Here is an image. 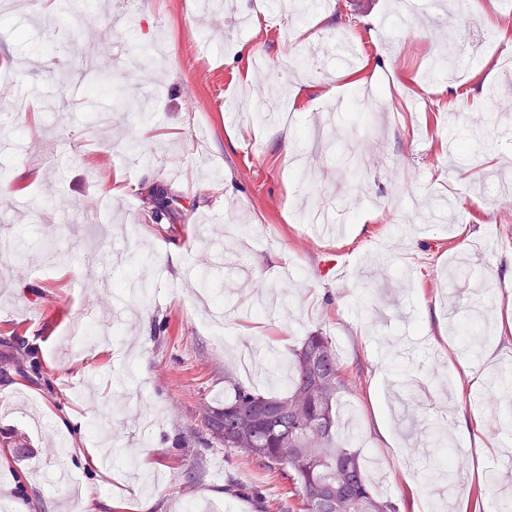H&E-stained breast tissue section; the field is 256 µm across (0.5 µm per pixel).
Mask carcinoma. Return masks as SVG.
<instances>
[{"instance_id": "carcinoma-1", "label": "carcinoma", "mask_w": 512, "mask_h": 512, "mask_svg": "<svg viewBox=\"0 0 512 512\" xmlns=\"http://www.w3.org/2000/svg\"><path fill=\"white\" fill-rule=\"evenodd\" d=\"M287 369L279 396L225 380L224 404L203 407L207 430L225 450L288 480L298 512H399L365 475V460L342 428L337 406L345 380L332 340L305 337Z\"/></svg>"}]
</instances>
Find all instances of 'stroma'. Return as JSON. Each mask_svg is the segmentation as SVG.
I'll list each match as a JSON object with an SVG mask.
<instances>
[{
  "mask_svg": "<svg viewBox=\"0 0 512 512\" xmlns=\"http://www.w3.org/2000/svg\"><path fill=\"white\" fill-rule=\"evenodd\" d=\"M449 4L408 17L397 0H318L303 17L235 0L216 28L203 0H12L0 141L20 130L41 148L0 150V244L24 243L0 267V503L85 512V483L95 512H260L256 487L289 512L288 481L224 450L202 408L228 374L274 393L243 346L284 364L319 331L348 381L353 447L399 512L434 498L448 456L422 459L409 437L432 422L470 458L453 512L506 507L512 472L494 488L489 467L512 445V412L479 397L489 368L512 363V111L485 125L491 94L512 91L495 62L512 41L482 33L512 0ZM464 28L478 54L458 82L431 61ZM328 32L355 38V65L311 55ZM247 93L268 111L228 118ZM156 187L176 216L152 220ZM305 201L340 234H311ZM216 242L245 275L210 262ZM105 275L148 294L124 305ZM88 313L112 333L96 352L70 337ZM90 448L107 456L91 473L78 463Z\"/></svg>",
  "mask_w": 512,
  "mask_h": 512,
  "instance_id": "stroma-1",
  "label": "stroma"
}]
</instances>
